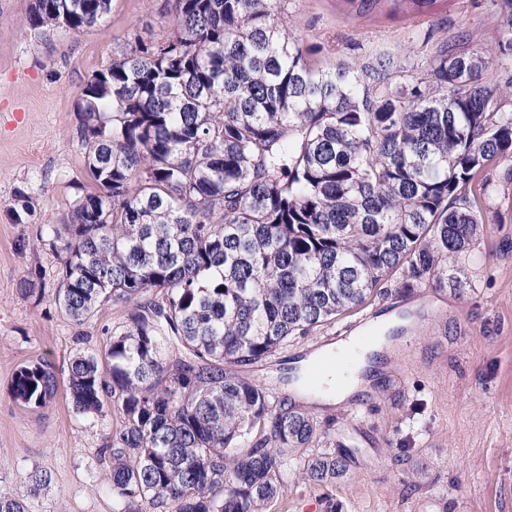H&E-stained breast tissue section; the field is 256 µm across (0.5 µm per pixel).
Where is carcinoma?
Returning a JSON list of instances; mask_svg holds the SVG:
<instances>
[{"instance_id": "1", "label": "carcinoma", "mask_w": 512, "mask_h": 512, "mask_svg": "<svg viewBox=\"0 0 512 512\" xmlns=\"http://www.w3.org/2000/svg\"><path fill=\"white\" fill-rule=\"evenodd\" d=\"M170 3L166 39L136 38L76 103L88 191L49 226L56 301L76 322L132 310L104 353L70 361L67 390L78 413L121 414L104 448L117 512H266L319 425L241 372L389 282L464 289L485 172L512 161V0H492L509 29L495 56L462 28L424 69L312 64L288 0ZM111 4L32 0L27 24L79 33ZM57 390L46 360L12 384L38 406ZM349 460L316 453L303 480L333 485Z\"/></svg>"}]
</instances>
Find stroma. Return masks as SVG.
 Returning <instances> with one entry per match:
<instances>
[{"label": "stroma", "instance_id": "stroma-1", "mask_svg": "<svg viewBox=\"0 0 512 512\" xmlns=\"http://www.w3.org/2000/svg\"><path fill=\"white\" fill-rule=\"evenodd\" d=\"M31 0H0V491L26 512H114L111 462L102 450L120 418L111 406L78 414L65 391L41 406L16 400L21 367L50 361L66 379L70 360L98 352L128 321L111 302L76 322L55 296L61 258L43 240L83 195L85 146L75 104L89 76L125 51L136 36L160 40L173 25L168 0H112L98 25L81 32L28 29ZM294 33L310 59L327 66L335 42L351 56L429 59L425 33H473V47L492 49L504 32L491 0L394 4L355 17L344 0H288ZM493 192L486 219L462 273L463 291L421 287L407 298L372 302L370 316L416 311L387 371L360 394L361 407L300 401L320 424L319 449L352 451L335 486L303 483L308 449L291 451L285 492L267 512H512V163L488 171ZM28 208L24 221L15 210ZM36 284L23 293L21 280ZM332 328L297 340L246 377L280 394L285 366L335 341ZM51 481L34 486L33 470Z\"/></svg>", "mask_w": 512, "mask_h": 512}]
</instances>
